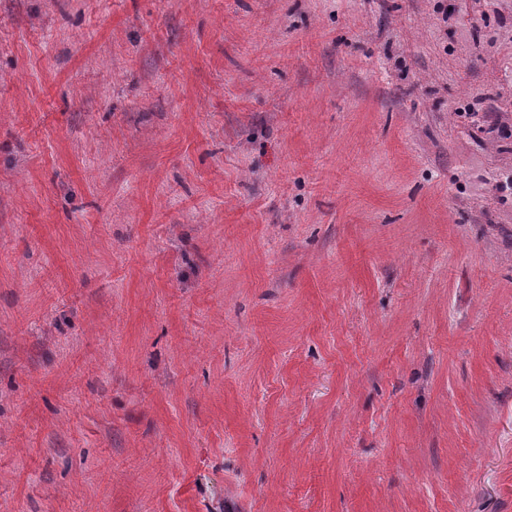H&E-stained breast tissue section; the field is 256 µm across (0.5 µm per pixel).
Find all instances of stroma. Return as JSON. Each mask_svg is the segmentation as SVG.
I'll list each match as a JSON object with an SVG mask.
<instances>
[{"mask_svg": "<svg viewBox=\"0 0 512 512\" xmlns=\"http://www.w3.org/2000/svg\"><path fill=\"white\" fill-rule=\"evenodd\" d=\"M0 512H512V0H0Z\"/></svg>", "mask_w": 512, "mask_h": 512, "instance_id": "1", "label": "stroma"}]
</instances>
